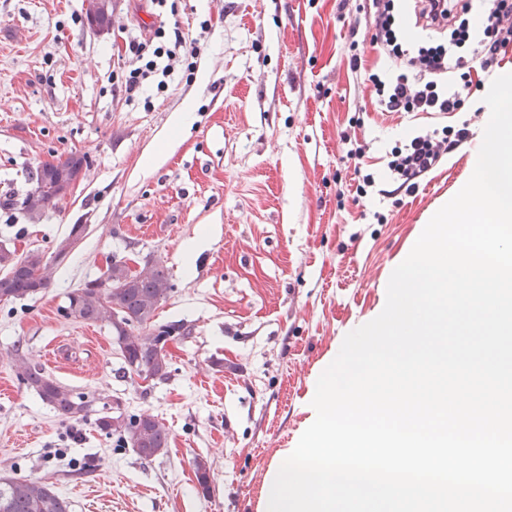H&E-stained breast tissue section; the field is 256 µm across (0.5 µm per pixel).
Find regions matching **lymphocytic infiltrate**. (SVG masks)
<instances>
[{"mask_svg": "<svg viewBox=\"0 0 512 512\" xmlns=\"http://www.w3.org/2000/svg\"><path fill=\"white\" fill-rule=\"evenodd\" d=\"M415 24L425 38L408 41L399 25L396 0H366L361 9L369 17L370 44L393 67L370 72L376 102L385 112H461L471 95L470 82H458L457 74L472 69L490 73L512 45V0H491L482 28H474L471 0H418ZM208 23L199 35L159 27L149 34L127 37L124 63L117 76L127 101L141 98L148 86L167 89L174 72L193 78L202 53ZM468 136L467 128L443 127L441 133H425L394 147L387 168L391 179L405 193H414L420 181L444 156Z\"/></svg>", "mask_w": 512, "mask_h": 512, "instance_id": "1", "label": "lymphocytic infiltrate"}]
</instances>
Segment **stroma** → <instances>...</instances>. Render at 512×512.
I'll list each match as a JSON object with an SVG mask.
<instances>
[{"label": "stroma", "mask_w": 512, "mask_h": 512, "mask_svg": "<svg viewBox=\"0 0 512 512\" xmlns=\"http://www.w3.org/2000/svg\"><path fill=\"white\" fill-rule=\"evenodd\" d=\"M112 5L99 32L86 0H0V244L49 254L87 227L49 288L0 303V475L53 484L71 512H265L268 480L313 421L319 376L471 177L491 82L464 116L382 112L348 68L356 14L339 0H179L174 16L150 0ZM206 19L194 82L174 74L167 93L127 103L115 79L123 32ZM463 122L458 149L415 193L398 190L386 168L395 144ZM71 152L88 155L86 175L30 223V177ZM361 171L377 187L363 198ZM153 256L174 285L155 320L191 334L168 340L171 375L146 387L124 377L108 327L63 308L109 259L137 269ZM17 348L93 409L157 415L166 453L144 460L94 417L61 420L18 378Z\"/></svg>", "instance_id": "obj_1"}]
</instances>
